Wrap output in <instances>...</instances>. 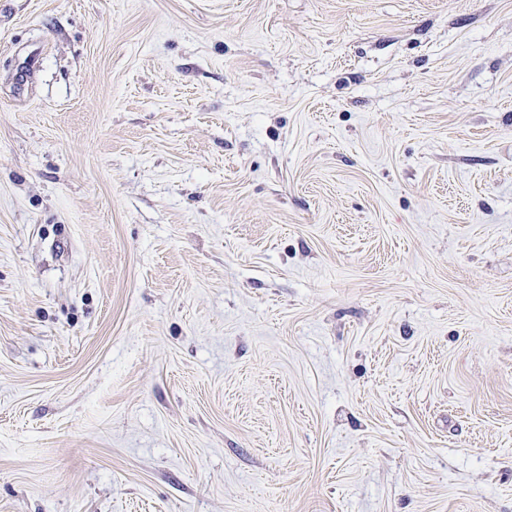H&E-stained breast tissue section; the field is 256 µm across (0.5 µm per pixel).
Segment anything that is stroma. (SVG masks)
<instances>
[{
  "label": "stroma",
  "instance_id": "1",
  "mask_svg": "<svg viewBox=\"0 0 512 512\" xmlns=\"http://www.w3.org/2000/svg\"><path fill=\"white\" fill-rule=\"evenodd\" d=\"M0 512H512V0H0Z\"/></svg>",
  "mask_w": 512,
  "mask_h": 512
}]
</instances>
